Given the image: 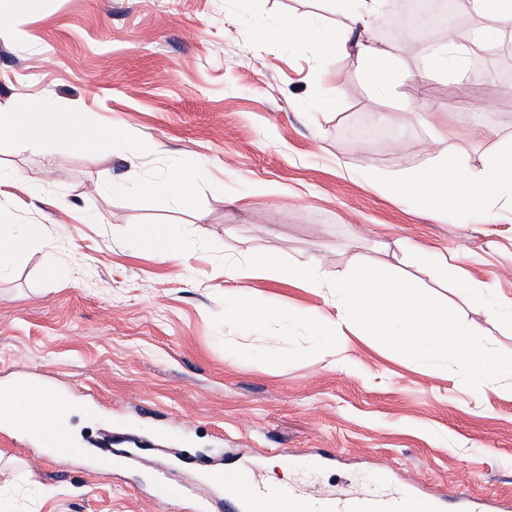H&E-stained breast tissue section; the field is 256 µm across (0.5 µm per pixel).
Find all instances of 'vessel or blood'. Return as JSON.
<instances>
[{"mask_svg":"<svg viewBox=\"0 0 512 512\" xmlns=\"http://www.w3.org/2000/svg\"><path fill=\"white\" fill-rule=\"evenodd\" d=\"M0 395L16 396L21 400L22 414L14 426L16 435L43 441L50 439L49 430L56 416L73 407L67 396L52 393L37 382L16 383L14 387L1 389ZM53 442L57 454H74L75 448L68 437L61 436ZM199 472L217 489L219 498L216 503L197 501L190 486L173 483L163 472L154 473L150 484L158 496L185 503L188 512H254L259 506L266 512H274L280 501L300 496L299 491L289 485L272 487L258 483L255 467L246 461L229 472L209 464L200 466ZM421 491V486L411 484L393 496L373 486L359 487L330 498L329 512H407L410 500ZM430 497L436 512H444L449 505L454 506L456 512H512V500L508 498L485 500L464 491L452 496L434 491Z\"/></svg>","mask_w":512,"mask_h":512,"instance_id":"b4317fda","label":"vessel or blood"}]
</instances>
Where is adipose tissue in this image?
<instances>
[{
	"instance_id": "adipose-tissue-1",
	"label": "adipose tissue",
	"mask_w": 512,
	"mask_h": 512,
	"mask_svg": "<svg viewBox=\"0 0 512 512\" xmlns=\"http://www.w3.org/2000/svg\"><path fill=\"white\" fill-rule=\"evenodd\" d=\"M388 4L389 0H336L337 9L345 17L342 26L329 27L309 16L292 14L271 29L270 34L281 41L304 42L318 56L340 53L353 58L372 93L386 97L405 79L389 53L370 37ZM468 4L479 18V26L463 39L449 35L446 44L435 49L426 63L428 70L447 73L461 84L471 80L466 68L467 48L494 46L498 32L512 26V0H468ZM44 110L45 104L39 99L22 100L10 109L0 110V140H20L30 150H40L44 141L60 130L45 120ZM482 132L485 138L495 141L497 149L481 167L471 166L460 155L443 152L430 164L393 180L392 192L424 210L436 209L439 203L448 200L463 212L476 204L512 208V139L499 138L497 130L488 125ZM193 179V169L179 166L169 169L157 182L145 181L131 170L125 173L122 184L124 188L145 189L183 205L189 199L187 187ZM41 236L42 227L38 224L1 223L0 273L11 269L17 256ZM139 244L141 249L173 263L182 260L187 247L186 241L168 224L146 226ZM229 316L244 326H285L298 319L312 326L317 323L312 313L284 304L240 307L231 310Z\"/></svg>"
}]
</instances>
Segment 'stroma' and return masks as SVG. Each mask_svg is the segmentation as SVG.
Wrapping results in <instances>:
<instances>
[{"mask_svg": "<svg viewBox=\"0 0 512 512\" xmlns=\"http://www.w3.org/2000/svg\"><path fill=\"white\" fill-rule=\"evenodd\" d=\"M392 2L373 31L407 76L392 98L374 97L352 58L256 37L291 13L340 24L333 0H39L25 38L0 27V107L39 97L56 118L81 112L90 133L127 130L92 152L65 138L43 155L0 143V168L18 173L0 184V221L44 227L0 275V378L76 392L69 426L81 447L60 459L0 435L6 512H186L145 492L157 469L194 483L195 468L167 448L243 449L260 467L286 466L316 506L377 478L394 491L418 482L512 496V376L472 389L350 333L324 341L303 322L224 318L225 302L243 300L314 311L329 330L337 320L329 289L226 277L223 259L242 251L317 257L332 272L411 271L424 251L431 294L512 354V321L487 317L512 307V213L421 214L389 190L448 148L481 166L495 149L482 126L512 137V29L460 87L429 75L426 60L448 30L479 26L467 0L442 26ZM178 163L197 169L188 206L112 193L130 168L158 179ZM154 223L188 237L180 265L137 249ZM123 441L142 463L103 475L100 455ZM318 448L337 449V465L319 464Z\"/></svg>", "mask_w": 512, "mask_h": 512, "instance_id": "1", "label": "stroma"}]
</instances>
